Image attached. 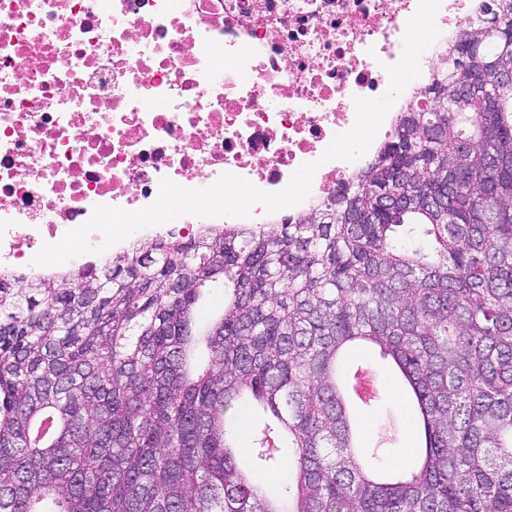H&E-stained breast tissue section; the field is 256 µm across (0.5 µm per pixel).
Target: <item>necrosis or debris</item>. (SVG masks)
<instances>
[{"instance_id":"obj_1","label":"necrosis or debris","mask_w":512,"mask_h":512,"mask_svg":"<svg viewBox=\"0 0 512 512\" xmlns=\"http://www.w3.org/2000/svg\"><path fill=\"white\" fill-rule=\"evenodd\" d=\"M419 0H0V273L48 280L127 251L117 243L54 266L29 263L95 206L136 211L161 179L190 189L222 174L283 190L318 162L309 195L271 226L326 200L358 165L323 161L386 93ZM499 0H441L421 57L430 81L459 15Z\"/></svg>"}]
</instances>
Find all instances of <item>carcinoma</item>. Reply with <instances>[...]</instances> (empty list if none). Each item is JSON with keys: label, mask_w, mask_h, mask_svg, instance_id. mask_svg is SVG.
Returning a JSON list of instances; mask_svg holds the SVG:
<instances>
[{"label": "carcinoma", "mask_w": 512, "mask_h": 512, "mask_svg": "<svg viewBox=\"0 0 512 512\" xmlns=\"http://www.w3.org/2000/svg\"><path fill=\"white\" fill-rule=\"evenodd\" d=\"M509 46L501 0L451 38L392 140L277 230L171 233L21 288L0 274V512H512ZM217 283L224 312L199 329ZM354 343L416 398L410 472L356 450ZM245 400L274 418L249 469ZM284 463L288 480L256 479Z\"/></svg>", "instance_id": "obj_1"}]
</instances>
